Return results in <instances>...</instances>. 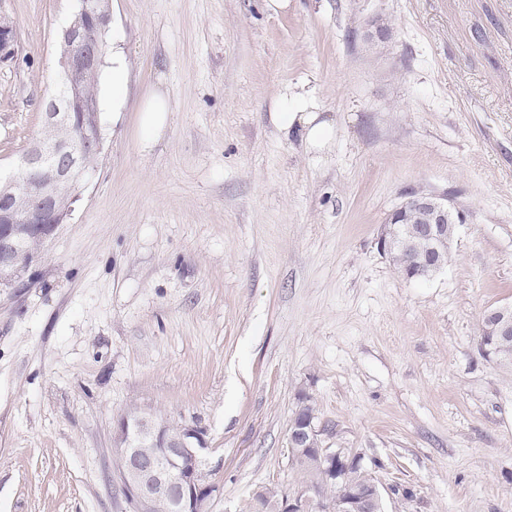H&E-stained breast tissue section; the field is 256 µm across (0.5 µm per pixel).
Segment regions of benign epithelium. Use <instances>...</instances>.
I'll list each match as a JSON object with an SVG mask.
<instances>
[{"mask_svg":"<svg viewBox=\"0 0 512 512\" xmlns=\"http://www.w3.org/2000/svg\"><path fill=\"white\" fill-rule=\"evenodd\" d=\"M76 8L59 33L58 88L45 101L41 130L8 176L0 175V288L31 278L38 259L25 264L19 256L33 240L44 244L65 223L71 208L65 199L80 197L87 174L86 151L103 150V128L96 102L77 101L84 76L104 62V32L112 13L107 0H74ZM18 25L0 10V59L12 56ZM373 47L388 42L391 31L382 17L364 30ZM466 223L467 216L446 195L413 190L388 214L378 237L388 254L395 236L428 244V265L442 271L438 245L448 234V218ZM512 337V305L505 303L483 317L481 352L498 365L512 359L506 340ZM323 427L315 411L304 421L293 420L289 431L292 461L311 465L318 478L300 491L280 494V512H384V495L369 472L358 486L348 483L360 458L342 449L322 447ZM200 432L187 424L173 425L151 413L124 417L113 431V456L126 498L133 512H206L213 491L201 481Z\"/></svg>","mask_w":512,"mask_h":512,"instance_id":"7a95c632","label":"benign epithelium"}]
</instances>
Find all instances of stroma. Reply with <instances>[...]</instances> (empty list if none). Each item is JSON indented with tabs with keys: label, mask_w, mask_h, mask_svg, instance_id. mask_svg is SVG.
Wrapping results in <instances>:
<instances>
[{
	"label": "stroma",
	"mask_w": 512,
	"mask_h": 512,
	"mask_svg": "<svg viewBox=\"0 0 512 512\" xmlns=\"http://www.w3.org/2000/svg\"><path fill=\"white\" fill-rule=\"evenodd\" d=\"M111 0L127 66L104 148L29 287L0 289V512H129L112 433L201 429L208 512L294 492L302 400L386 512H512V374L479 350L512 302V0ZM0 167L32 144L73 0H0ZM385 18L380 54L360 34ZM168 94L151 150L139 110ZM331 128L318 150L279 103ZM467 215L407 280L377 239L411 190ZM18 25L6 12L0 10V59L11 57L15 52Z\"/></svg>",
	"instance_id": "1"
}]
</instances>
